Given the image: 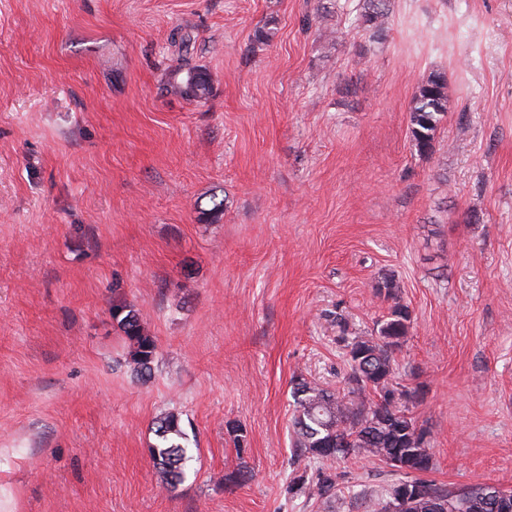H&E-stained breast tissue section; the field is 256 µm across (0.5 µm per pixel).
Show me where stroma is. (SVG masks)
<instances>
[{
	"label": "stroma",
	"mask_w": 512,
	"mask_h": 512,
	"mask_svg": "<svg viewBox=\"0 0 512 512\" xmlns=\"http://www.w3.org/2000/svg\"><path fill=\"white\" fill-rule=\"evenodd\" d=\"M343 2L0 0V512H365L350 489L397 478L371 457L330 506L289 491L320 467L292 448L291 379L342 388L388 275L432 480L512 492V0H391L376 38ZM188 67L207 98L171 88ZM436 71L422 156L409 110ZM170 411L194 459L167 490ZM448 111V79L442 72H433L419 83L409 110L412 145L420 155L433 149L439 123ZM112 314L129 344L136 372L143 375L150 371L156 357L157 345L153 336L146 332L138 311L133 306L122 304L113 306ZM157 442L150 449V456L159 479L165 488H175L187 475L192 460L179 414L169 412L155 422Z\"/></svg>",
	"instance_id": "obj_1"
}]
</instances>
